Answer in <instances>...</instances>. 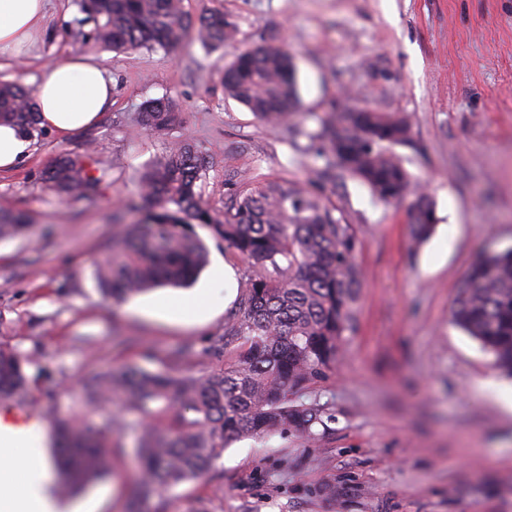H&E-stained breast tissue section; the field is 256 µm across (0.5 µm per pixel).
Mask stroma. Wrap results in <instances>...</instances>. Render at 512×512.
I'll return each instance as SVG.
<instances>
[{"instance_id": "obj_1", "label": "stroma", "mask_w": 512, "mask_h": 512, "mask_svg": "<svg viewBox=\"0 0 512 512\" xmlns=\"http://www.w3.org/2000/svg\"><path fill=\"white\" fill-rule=\"evenodd\" d=\"M192 18L221 9L239 25L236 46L208 51L186 38L169 50L118 52L78 26L75 0H49L36 41L0 58V82L31 87L41 69L73 54L103 62L112 107L71 138L43 130L17 168L0 173V209L23 215L29 232L0 240V344L30 358L40 407L65 418L84 410L80 382L108 368L205 373L217 366L211 337L239 310L246 265L211 226L193 224L208 263L191 286L122 302L99 288L95 266L112 226L131 224L139 175L168 140L187 136L208 162L204 200L224 210V172L288 180L320 193L352 224L365 280L341 357L306 391L336 408L314 443L291 434L231 441L207 476L171 490L166 512H512V415L485 382L512 386L479 344L455 327L450 308L482 252L512 247V0H183ZM276 35L296 53L300 94L293 122L270 126L227 98L221 84L238 51ZM164 98L183 124L131 134L141 103ZM407 116L396 154L434 203L437 229L410 235L408 204L386 205L310 147L330 107ZM95 147L99 190L67 198L44 173ZM207 309L179 322L162 308L178 295ZM194 355L172 365L185 342ZM108 472L77 492L102 496L101 512H127L143 423L120 412ZM335 487V496L325 493Z\"/></svg>"}]
</instances>
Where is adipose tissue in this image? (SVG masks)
<instances>
[{
  "label": "adipose tissue",
  "instance_id": "ef3b65f1",
  "mask_svg": "<svg viewBox=\"0 0 512 512\" xmlns=\"http://www.w3.org/2000/svg\"><path fill=\"white\" fill-rule=\"evenodd\" d=\"M45 0H0V55H12L40 31ZM112 79L93 57L74 55L42 70L35 88L41 124L63 136L95 125L112 105ZM43 448L26 433L0 431V512H96L61 505L49 491Z\"/></svg>",
  "mask_w": 512,
  "mask_h": 512
}]
</instances>
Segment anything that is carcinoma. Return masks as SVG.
Listing matches in <instances>:
<instances>
[{"label": "carcinoma", "instance_id": "cac0c4a2", "mask_svg": "<svg viewBox=\"0 0 512 512\" xmlns=\"http://www.w3.org/2000/svg\"><path fill=\"white\" fill-rule=\"evenodd\" d=\"M81 22L93 24L96 42L114 50L170 49L189 33L205 47L237 43L234 16L213 10L198 22L182 0H78ZM224 95L269 125L284 124L299 111L294 53L272 35L240 53L224 68ZM0 122L34 138L42 133L33 91L0 83ZM135 125L165 132L181 124V113L165 99L144 101ZM323 134L310 136L320 156L366 185L385 203H401L415 179L392 151L410 138L407 120L391 112H328ZM100 161L94 148L63 158L47 182L80 198L99 188ZM206 161L189 137L173 142L140 176L142 218L117 224L111 249L96 266L105 295L124 300L151 287L192 281L207 263L205 244L191 223L211 225L225 250L250 272L238 313L211 339L210 354L227 366L198 375L138 370L101 372L83 384L87 405L119 398L126 411L144 418L136 483L140 500L202 478L229 441L241 436L296 433L314 438V428L336 420V410L317 399L294 398L336 362L363 285L356 262L353 226L334 215L315 192L286 180L254 183L244 171L224 173V219L206 206L202 188ZM410 234L417 243L434 233L429 196L410 204ZM29 230L17 217L0 214V240ZM452 323L512 376V248L482 253L469 267L451 305ZM28 359L0 345V398L29 397ZM105 424L90 425L82 413L52 426L51 463L60 488L73 494L102 476L112 462V411Z\"/></svg>", "mask_w": 512, "mask_h": 512}]
</instances>
